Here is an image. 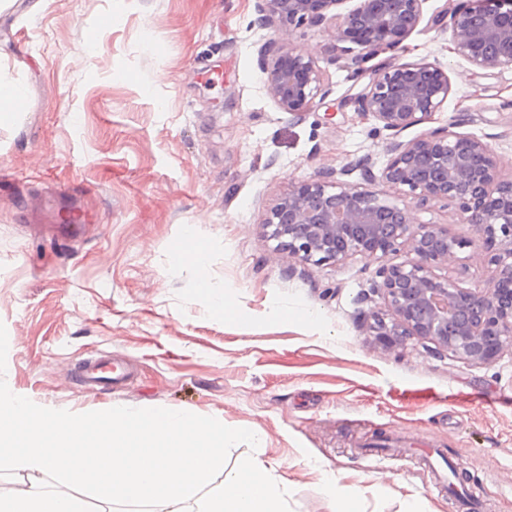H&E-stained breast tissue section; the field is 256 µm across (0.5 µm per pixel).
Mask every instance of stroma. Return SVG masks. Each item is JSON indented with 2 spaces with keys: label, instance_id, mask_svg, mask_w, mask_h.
<instances>
[{
  "label": "stroma",
  "instance_id": "1",
  "mask_svg": "<svg viewBox=\"0 0 512 512\" xmlns=\"http://www.w3.org/2000/svg\"><path fill=\"white\" fill-rule=\"evenodd\" d=\"M458 2L425 0L420 25L371 66L442 69L447 102L401 140L454 125L486 142L508 179L512 69L486 75L450 51L431 20ZM257 19V0H15L0 12V69L26 88L0 122V166L13 173L0 183L9 389L74 413L163 407L259 429L258 446L231 449L225 467L262 462L292 512H332L329 479L355 512H461L417 449L373 473L367 444L380 434L437 445L482 512H512V357L472 364L417 341L388 352L363 322L378 260L304 264L269 240L263 219L280 196L366 154L383 167L389 139L348 102L370 77L338 68L329 24L291 32L323 95L301 118L279 110L261 72L277 33ZM67 189L84 194L78 231L49 200ZM385 192L414 223L481 237L456 204ZM32 197L46 201L37 218ZM448 275L485 288L494 267L466 248ZM102 355L127 365V386L73 380Z\"/></svg>",
  "mask_w": 512,
  "mask_h": 512
}]
</instances>
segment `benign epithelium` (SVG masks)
<instances>
[{"mask_svg":"<svg viewBox=\"0 0 512 512\" xmlns=\"http://www.w3.org/2000/svg\"><path fill=\"white\" fill-rule=\"evenodd\" d=\"M344 2L258 0L259 26L276 24L283 31L261 49L264 84L281 111H307L323 85L315 60L291 43L287 28L334 21L336 64L359 71L418 27L425 0H359L346 14L331 13ZM445 21L452 52L470 65L490 73L512 67V0H467L432 23ZM450 92L448 75L433 64L388 66L349 97L359 116L390 132L386 165L376 171L372 157L364 155L303 180L278 199L264 224L278 246L303 263L357 254L379 259L406 250V260L379 265L362 294L361 300L376 302L364 315L369 332L388 350H402L416 339L484 365L512 354V179L501 177L487 143L448 126L397 140L432 120ZM356 171L366 186L345 181ZM383 184L422 203H456L466 223L481 228V239L464 242L446 224L414 223L407 207L378 189ZM466 247L495 266L490 287L463 288L443 274Z\"/></svg>","mask_w":512,"mask_h":512,"instance_id":"benign-epithelium-1","label":"benign epithelium"}]
</instances>
